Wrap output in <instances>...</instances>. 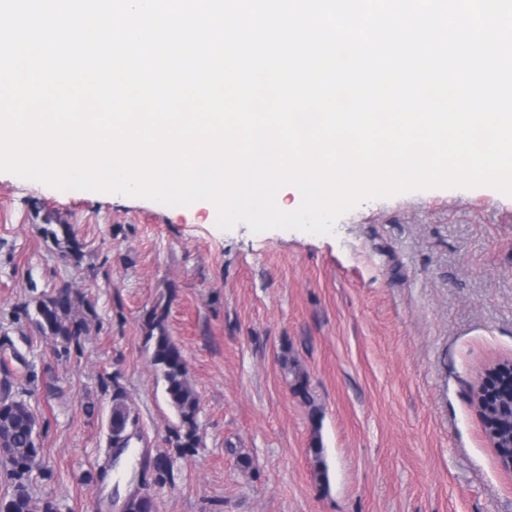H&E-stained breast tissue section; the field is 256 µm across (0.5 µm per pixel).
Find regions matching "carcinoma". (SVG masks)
<instances>
[{
  "instance_id": "obj_1",
  "label": "carcinoma",
  "mask_w": 512,
  "mask_h": 512,
  "mask_svg": "<svg viewBox=\"0 0 512 512\" xmlns=\"http://www.w3.org/2000/svg\"><path fill=\"white\" fill-rule=\"evenodd\" d=\"M63 237L52 231L62 253L75 260L82 257V245L68 224L61 225ZM82 302L73 296L70 288L63 286L36 305L35 322L45 334L53 336L64 352L71 344L79 343L88 332V314L80 309ZM167 313L155 307L149 317L147 340L152 342V363L165 382V392L170 405L181 421L177 433V447L198 446L196 416L199 401L186 378L182 353L172 341L165 327ZM512 362L505 361L486 370L485 382L474 392L484 424V431L491 441L499 464L507 469L512 461ZM130 408L121 393L112 398V425L128 427ZM34 451L31 410L27 403L11 395L6 389L0 394V464L11 481L9 498L0 501V512H35L31 494V471L23 470L26 456Z\"/></svg>"
}]
</instances>
